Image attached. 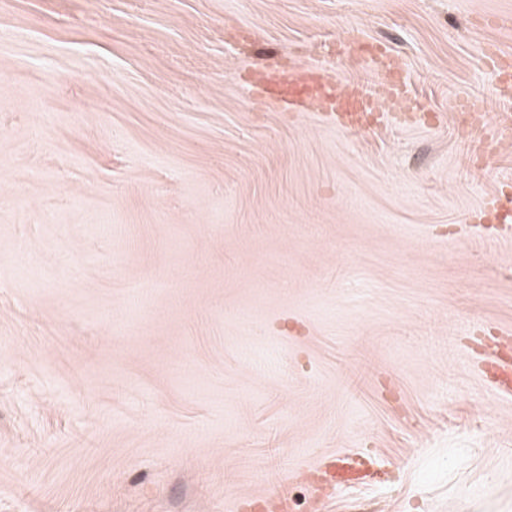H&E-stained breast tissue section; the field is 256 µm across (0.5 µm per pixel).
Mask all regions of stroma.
I'll use <instances>...</instances> for the list:
<instances>
[{
	"mask_svg": "<svg viewBox=\"0 0 512 512\" xmlns=\"http://www.w3.org/2000/svg\"><path fill=\"white\" fill-rule=\"evenodd\" d=\"M512 0H0V512H512ZM399 55L431 122L247 83ZM483 109L460 124L458 99ZM360 450L380 483L320 501ZM274 85L275 96H270L264 104L275 112H302L311 95L318 93L323 98L322 111L330 112L336 125L344 131H365L379 123L382 108L376 97L357 84L338 89L317 68L300 69L289 63L288 69L278 71Z\"/></svg>",
	"mask_w": 512,
	"mask_h": 512,
	"instance_id": "1",
	"label": "stroma"
}]
</instances>
